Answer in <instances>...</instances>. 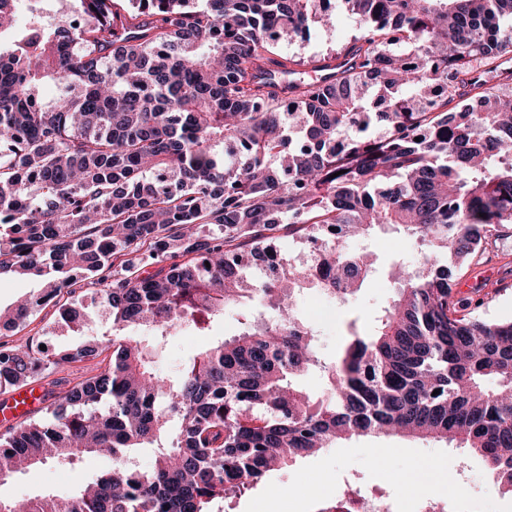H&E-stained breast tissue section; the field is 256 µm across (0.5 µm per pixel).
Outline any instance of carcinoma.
<instances>
[{
  "instance_id": "carcinoma-1",
  "label": "carcinoma",
  "mask_w": 512,
  "mask_h": 512,
  "mask_svg": "<svg viewBox=\"0 0 512 512\" xmlns=\"http://www.w3.org/2000/svg\"><path fill=\"white\" fill-rule=\"evenodd\" d=\"M71 2L74 22L31 9L18 33L17 0H0V278L40 283L0 329L51 305L84 333L91 291L112 335L44 351L0 336L1 396L108 359L0 432V483L103 451L112 469L0 512H222L299 457L381 436L464 449L512 494V320L481 317L480 288L455 298L512 225V85L467 80L512 53V0H341L359 34L331 82L276 53L322 0ZM273 61L290 76L279 93L258 80ZM47 81L66 94L46 102ZM385 224L420 240L421 266L395 262L396 297L370 332L349 321L327 360L297 298L366 286L373 260L343 243ZM282 233L309 259L251 278ZM228 308L239 333L174 379L124 332L161 343ZM313 370L321 396L297 383ZM104 356L105 355L91 362L61 366L49 379H60L61 381H70L71 384H74L77 381L98 373L100 367H103L105 364V362L102 364L99 363Z\"/></svg>"
}]
</instances>
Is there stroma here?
<instances>
[{
	"instance_id": "1",
	"label": "stroma",
	"mask_w": 512,
	"mask_h": 512,
	"mask_svg": "<svg viewBox=\"0 0 512 512\" xmlns=\"http://www.w3.org/2000/svg\"><path fill=\"white\" fill-rule=\"evenodd\" d=\"M357 33L354 16L336 5L324 20L312 24L307 38L282 40L281 50L315 63L330 53L348 48ZM345 246L354 252L374 253L373 280L345 302L328 299L320 305L312 292L300 298L302 315L315 328L319 349L328 359L342 351L351 318L371 316L391 301L397 288L389 274L394 260L402 257L416 264L421 259L418 241L395 226L376 228L368 237L347 240ZM479 283L487 284L494 291L492 298L480 307V315L487 319H512L511 231L488 241L483 260L460 283L461 295L470 294ZM238 330V316L232 309L225 310L223 322L214 327L211 335L198 336L184 328L173 330L158 349L155 367L163 374L177 373L196 351L211 345L215 338L232 336ZM13 336L17 339L43 336L58 346L79 341L68 327L57 323L49 308L37 312ZM452 458L461 471L459 481L467 490V501L476 504L480 512H512V496L494 487L480 457L441 442L405 437L351 440L340 447L299 458L275 472L269 481L260 482L245 495L226 502L224 512H315L318 492L325 491L336 498L348 489L365 496L389 497L398 512H414L422 494L436 489L434 483H419L424 466L444 467ZM111 467V458L102 455L84 456L69 468L48 463L19 473L0 485V497L13 500L46 490L65 491L92 481Z\"/></svg>"
}]
</instances>
